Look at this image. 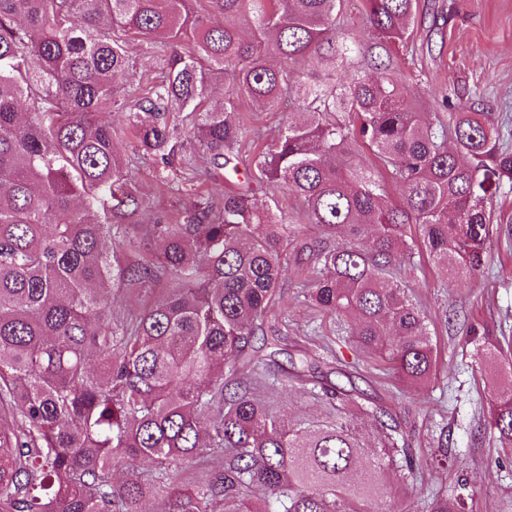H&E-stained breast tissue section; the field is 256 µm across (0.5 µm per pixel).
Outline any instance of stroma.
<instances>
[{
  "instance_id": "35a3bbf8",
  "label": "stroma",
  "mask_w": 512,
  "mask_h": 512,
  "mask_svg": "<svg viewBox=\"0 0 512 512\" xmlns=\"http://www.w3.org/2000/svg\"><path fill=\"white\" fill-rule=\"evenodd\" d=\"M395 54L409 73L411 92L428 111L445 119L455 112L483 113L512 146V0H417L411 38ZM494 215L498 231L488 242L493 267L449 283L424 258L407 278L436 349L437 376L428 391L400 389L392 370L356 353L350 337L338 334L335 315L305 300L303 277L288 272L276 296L274 310L286 316L280 368L306 358L327 383L346 371L410 434L420 476L412 488L391 472L398 512H428L421 491L446 495L458 489L467 512H512V450H503L484 425L496 385L476 367L467 335L476 327L480 338L512 356V181H504ZM274 408L291 424H320L334 415L329 405L286 378ZM443 427L455 461L440 468L431 454Z\"/></svg>"
}]
</instances>
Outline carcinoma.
<instances>
[{
  "label": "carcinoma",
  "instance_id": "1",
  "mask_svg": "<svg viewBox=\"0 0 512 512\" xmlns=\"http://www.w3.org/2000/svg\"><path fill=\"white\" fill-rule=\"evenodd\" d=\"M365 6L360 39L343 0H0V512H142L150 496L163 512H253L256 488L266 512H393L386 467L417 468L389 409L371 407V454L346 422L289 426L255 391L294 236L267 194L286 186L328 236L293 248L312 301L424 389L436 351L403 277L420 249L449 282L490 265L512 149L479 113L428 121L408 94L392 48L416 0ZM131 40L158 76L126 99ZM284 98L301 111L252 157L259 187L160 208L195 189L197 153L238 172L257 138L245 104ZM126 132L154 164V200L114 146ZM161 281L136 320L114 315V289L139 301ZM474 344L479 369L495 367L499 352ZM508 367L486 421L512 443ZM201 460L203 481L174 482ZM430 512H465L463 495Z\"/></svg>",
  "mask_w": 512,
  "mask_h": 512
}]
</instances>
